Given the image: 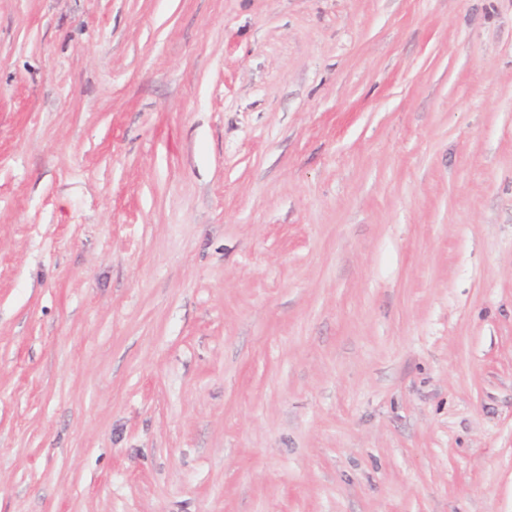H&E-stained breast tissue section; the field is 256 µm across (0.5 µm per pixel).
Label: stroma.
<instances>
[{
    "mask_svg": "<svg viewBox=\"0 0 512 512\" xmlns=\"http://www.w3.org/2000/svg\"><path fill=\"white\" fill-rule=\"evenodd\" d=\"M0 512H512V0H0Z\"/></svg>",
    "mask_w": 512,
    "mask_h": 512,
    "instance_id": "stroma-1",
    "label": "stroma"
}]
</instances>
